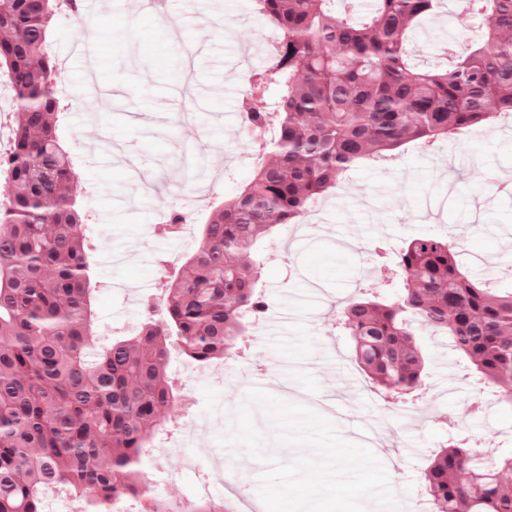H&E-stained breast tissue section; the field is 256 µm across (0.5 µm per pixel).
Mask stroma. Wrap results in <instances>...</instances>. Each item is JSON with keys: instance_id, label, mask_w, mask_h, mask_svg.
<instances>
[{"instance_id": "35a3bbf8", "label": "stroma", "mask_w": 512, "mask_h": 512, "mask_svg": "<svg viewBox=\"0 0 512 512\" xmlns=\"http://www.w3.org/2000/svg\"><path fill=\"white\" fill-rule=\"evenodd\" d=\"M163 12L179 17L181 40L169 39L144 0H98L93 21L105 54L93 87L72 53L83 20L62 16L51 36L53 55L67 62L70 107L59 133L81 184L85 234L98 245L92 331L101 338L126 335L127 324L143 320L150 287L160 285L162 274H174L176 261L188 253L187 240L198 239L213 206L254 172L242 125H227L226 117L241 113L248 92L233 67L246 57L267 60L258 41L267 23L255 0H164ZM447 39L443 7L422 21L408 47L419 59ZM186 79L206 88L233 82L237 90L202 97L197 120L180 124L175 115L185 108ZM499 178L512 179V137L493 123L479 138L452 137L428 150L412 143L386 164L355 165L320 199L312 220L284 225L263 241L258 257L266 317L239 339L243 356L197 367L185 389L196 419L210 421L218 411L241 407L253 388L323 411L342 439L371 449L390 488L409 490L405 512L429 510L424 470L449 443V417L464 423L469 447L488 455L511 450L512 409L495 402L469 412L467 401L482 383L447 337L419 332L428 354L425 393L384 399L358 367L338 320L353 295L392 296L376 283L370 251L383 233L396 247L417 235H454L473 276L511 288L512 196L488 190ZM173 209L189 218L185 236L163 230ZM110 252L122 253V260L103 262ZM486 263L493 268L488 276L481 273ZM281 311L288 319L267 327L266 318ZM236 434V423L211 425L192 447L171 449L161 467H148L147 482L178 506L205 491L221 497L230 479L210 467L218 452L233 472L248 475L240 494L253 512H266L258 485L268 465L251 457Z\"/></svg>"}]
</instances>
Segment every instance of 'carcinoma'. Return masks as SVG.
I'll use <instances>...</instances> for the list:
<instances>
[{
  "mask_svg": "<svg viewBox=\"0 0 512 512\" xmlns=\"http://www.w3.org/2000/svg\"><path fill=\"white\" fill-rule=\"evenodd\" d=\"M440 0H257L279 31L274 62L255 72L245 114L257 134L274 126L253 180L224 201L202 240L164 282L160 313L136 335L98 347L91 332L92 254L86 209L57 136L64 109L48 51L59 14L78 0H0V71L14 128L11 191L0 198V512H44L64 484L87 512H173L143 482L150 444L178 401L171 349L200 364L229 355L263 311L259 243L295 224L355 164L408 142L432 143L512 112V0H481L477 43L414 62L408 34ZM393 300L354 297L340 323L359 367L383 393L412 392L425 361L414 324L448 336L457 355L512 408V290L466 274L457 246L410 239ZM512 449L487 457L450 445L430 461L433 512H512Z\"/></svg>",
  "mask_w": 512,
  "mask_h": 512,
  "instance_id": "carcinoma-1",
  "label": "carcinoma"
}]
</instances>
